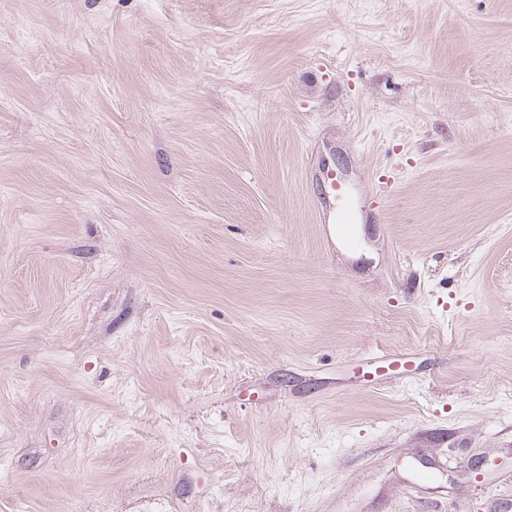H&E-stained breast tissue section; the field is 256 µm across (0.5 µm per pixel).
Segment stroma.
Segmentation results:
<instances>
[{"instance_id":"obj_1","label":"stroma","mask_w":512,"mask_h":512,"mask_svg":"<svg viewBox=\"0 0 512 512\" xmlns=\"http://www.w3.org/2000/svg\"><path fill=\"white\" fill-rule=\"evenodd\" d=\"M0 512H512V0H0ZM326 188L324 197L318 199L319 214L323 217L325 236L332 237L331 228L339 224L338 233L345 237L352 231V224L362 213L361 198L357 193H350L342 188L341 181L336 178V173L327 170L325 174ZM328 231V233H327Z\"/></svg>"}]
</instances>
